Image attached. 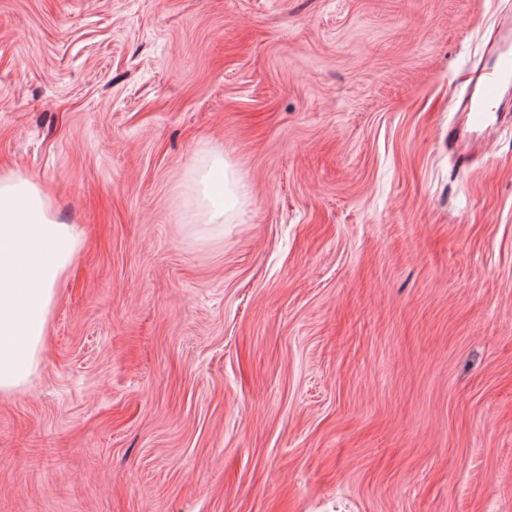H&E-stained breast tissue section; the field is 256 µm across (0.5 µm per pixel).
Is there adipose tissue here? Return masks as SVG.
<instances>
[{
  "label": "adipose tissue",
  "instance_id": "1",
  "mask_svg": "<svg viewBox=\"0 0 512 512\" xmlns=\"http://www.w3.org/2000/svg\"><path fill=\"white\" fill-rule=\"evenodd\" d=\"M204 218L223 226L237 204L224 158L200 178ZM81 244L75 225L58 220L49 197L26 179L0 180V393L25 388L40 364L59 282Z\"/></svg>",
  "mask_w": 512,
  "mask_h": 512
}]
</instances>
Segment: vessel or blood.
<instances>
[{"mask_svg": "<svg viewBox=\"0 0 512 512\" xmlns=\"http://www.w3.org/2000/svg\"><path fill=\"white\" fill-rule=\"evenodd\" d=\"M488 56L489 66L476 68L466 92L453 101L470 128L483 135L491 132L492 105L501 99L506 87L512 86V18L502 22Z\"/></svg>", "mask_w": 512, "mask_h": 512, "instance_id": "1", "label": "vessel or blood"}]
</instances>
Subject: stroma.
Returning <instances> with one entry per match:
<instances>
[{"label":"stroma","instance_id":"obj_1","mask_svg":"<svg viewBox=\"0 0 512 512\" xmlns=\"http://www.w3.org/2000/svg\"><path fill=\"white\" fill-rule=\"evenodd\" d=\"M509 12L0 0V177L83 233L0 512H512V93L448 141ZM200 185L205 224H214L220 228L224 224V214L237 204L236 195L228 188L224 157L221 154L214 155L201 175Z\"/></svg>","mask_w":512,"mask_h":512}]
</instances>
